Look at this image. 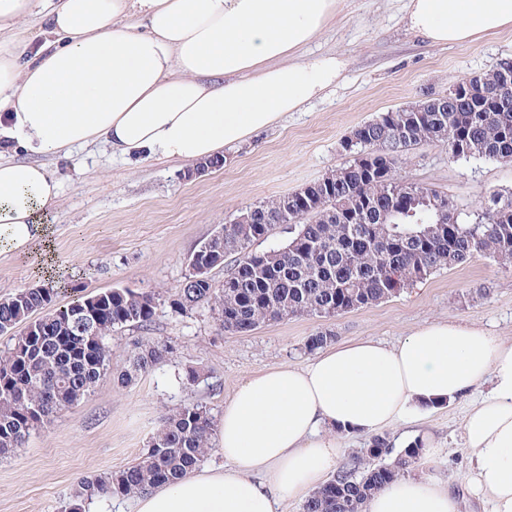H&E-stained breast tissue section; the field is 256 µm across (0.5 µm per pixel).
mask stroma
<instances>
[{
  "mask_svg": "<svg viewBox=\"0 0 512 512\" xmlns=\"http://www.w3.org/2000/svg\"><path fill=\"white\" fill-rule=\"evenodd\" d=\"M404 0H339L335 19L305 52L339 54L347 67L325 95L287 113L248 143L224 151L222 167L187 177L185 163L114 156L97 141L69 155L39 156L60 189L48 209L45 239L0 250V301L49 284L58 303L76 295L129 287L161 295L150 326L113 332L109 367L94 390L0 455V512H66L79 481L139 461L169 410L199 402L221 415L244 378L309 360L308 336L332 330L337 341L372 338L393 345L425 324L448 320L481 326L512 341V269L479 255L444 269L379 304L331 319L294 316L247 333L221 332L208 307L174 313L167 297L188 275L189 259L241 209L305 187L342 166V141L364 121L425 94L492 70L512 57V31L438 47L407 31ZM400 180L438 190L462 219L474 221L491 194L512 192V162L452 158L446 144L424 143L403 156ZM167 341L160 368L118 385L135 347ZM200 378L182 389L178 377ZM461 398L439 407L422 429L443 446L428 472L452 480L466 472Z\"/></svg>",
  "mask_w": 512,
  "mask_h": 512,
  "instance_id": "obj_1",
  "label": "stroma"
}]
</instances>
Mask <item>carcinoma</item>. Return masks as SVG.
<instances>
[{"label":"carcinoma","instance_id":"1","mask_svg":"<svg viewBox=\"0 0 512 512\" xmlns=\"http://www.w3.org/2000/svg\"><path fill=\"white\" fill-rule=\"evenodd\" d=\"M499 60L490 72L468 80L501 99L498 112H407L396 108L356 127L355 140L342 146L350 160L327 177L336 195L314 192L306 208L283 207L284 196L255 205L257 223L226 224L224 238H210L200 249L236 256L224 278L234 288H219L212 278L188 274L170 301L180 314L208 305L226 333L250 332L289 316L334 318L394 296L445 268L464 265L484 254L502 267L512 265V194L494 193L480 205L475 222L462 223L439 191L396 178L401 157L379 156L366 164L377 145L405 152L419 144L458 137L460 157L512 161V91L497 86ZM282 226L287 240L265 250L264 242ZM52 287L26 288L0 302V334L14 343L0 352V454L25 443L51 421L59 407H71L91 393L109 366L108 339L127 325L151 324L158 294L130 288L92 292L80 304L98 305L104 315L79 332L64 320L71 304L56 313ZM335 339L330 330L309 336L314 352ZM173 353L165 342L140 348L129 368L117 373L122 385L163 365ZM217 422L207 407L185 403L162 418L143 460L116 472L80 481L70 512H82L93 497L135 496L173 482L192 471L212 450ZM372 451L352 468H342L302 505L301 512H362L366 500L420 457L418 446L394 452L385 436L371 439Z\"/></svg>","mask_w":512,"mask_h":512}]
</instances>
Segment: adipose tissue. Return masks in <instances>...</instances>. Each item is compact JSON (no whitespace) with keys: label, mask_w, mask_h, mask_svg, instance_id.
I'll return each mask as SVG.
<instances>
[{"label":"adipose tissue","mask_w":512,"mask_h":512,"mask_svg":"<svg viewBox=\"0 0 512 512\" xmlns=\"http://www.w3.org/2000/svg\"><path fill=\"white\" fill-rule=\"evenodd\" d=\"M337 0H59L62 45L31 47L20 22L34 0H0V129L36 155L99 140L113 155L196 163L245 143L335 85L338 55L304 57ZM407 29L433 45L512 30V0H407ZM58 187L35 162L0 161V245L46 236ZM489 392L463 432L467 490L512 512V343L473 324L434 322L389 346L334 344L301 366L241 381L219 429L225 462L137 495L135 512H278L340 465L343 437L377 436L440 405ZM364 512H461L449 481L406 472Z\"/></svg>","instance_id":"ef3b65f1"}]
</instances>
